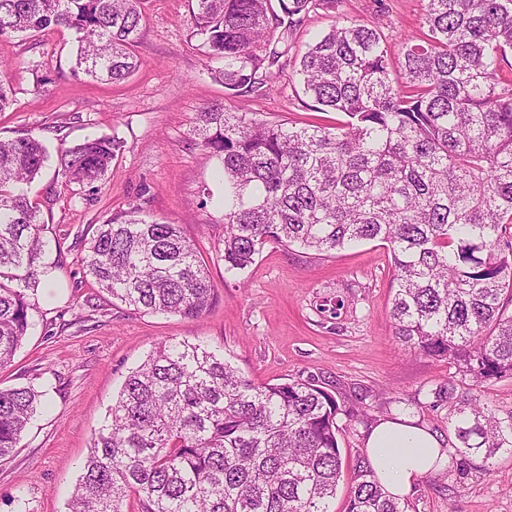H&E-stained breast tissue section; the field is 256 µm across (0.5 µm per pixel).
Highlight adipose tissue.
<instances>
[{"instance_id":"ef3b65f1","label":"adipose tissue","mask_w":512,"mask_h":512,"mask_svg":"<svg viewBox=\"0 0 512 512\" xmlns=\"http://www.w3.org/2000/svg\"><path fill=\"white\" fill-rule=\"evenodd\" d=\"M364 451L382 487L401 500L420 477L448 461L438 437L407 415L380 418L365 440Z\"/></svg>"}]
</instances>
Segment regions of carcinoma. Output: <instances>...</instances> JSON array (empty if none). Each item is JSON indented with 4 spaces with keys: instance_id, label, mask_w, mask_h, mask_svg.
<instances>
[{
    "instance_id": "carcinoma-1",
    "label": "carcinoma",
    "mask_w": 512,
    "mask_h": 512,
    "mask_svg": "<svg viewBox=\"0 0 512 512\" xmlns=\"http://www.w3.org/2000/svg\"><path fill=\"white\" fill-rule=\"evenodd\" d=\"M278 7H273L272 2ZM142 0H0V38L66 28L74 72L121 83L134 52ZM336 0H191L189 35L224 61L215 77L240 103L197 113V145L224 179L221 258L248 268L265 245L335 251L380 241L397 284L394 335L404 349L456 374L434 391L448 403L457 470H490L512 449V415L478 390L512 378V0H426L417 41L341 17L308 47L297 75L312 107L339 127L269 123L246 103L275 87L288 49L273 40ZM121 149L95 137L59 153L69 184L98 190ZM42 136L0 137V369L30 327L28 291L48 266L40 208L26 186L47 161ZM86 275L139 313L199 318L215 288L180 225L138 205L96 227ZM33 385L0 388V459L18 447L42 405ZM360 422L311 375L256 384L200 342L164 343L127 376L93 438L68 512H329L342 472L337 417ZM345 512H405L367 459L357 463Z\"/></svg>"
}]
</instances>
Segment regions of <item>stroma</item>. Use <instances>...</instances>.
I'll return each instance as SVG.
<instances>
[{
  "label": "stroma",
  "mask_w": 512,
  "mask_h": 512,
  "mask_svg": "<svg viewBox=\"0 0 512 512\" xmlns=\"http://www.w3.org/2000/svg\"><path fill=\"white\" fill-rule=\"evenodd\" d=\"M423 0H339L295 28L273 90L254 96L257 119L296 126L339 125L342 114L305 103L297 63L307 44L338 17L378 26L386 35L425 36ZM189 0H143L135 52L139 69L120 84L75 76V35L61 28L0 38V79L13 105L0 112V135L45 136L49 160L28 186L53 241L48 279L31 292L30 328L0 387L34 385L48 406L29 424L9 459L0 461V512H65L80 466L125 378L161 343L200 341L255 383L316 375L338 399L367 408L371 419L407 414L450 446L447 404L434 391L447 362L404 350L394 336L391 256L375 241L354 242L326 256L266 245L248 269L229 273L220 258L224 185L218 160L191 136L203 104L237 111L214 73L222 60L188 36ZM114 136L122 148L104 184L89 192L58 172L60 149ZM141 205L180 225L205 261L217 292L203 316L139 314L112 300L80 262L96 225ZM342 479L332 512H345L367 426L338 417ZM491 471L477 468L421 477L407 512H512V453Z\"/></svg>",
  "instance_id": "35a3bbf8"
}]
</instances>
